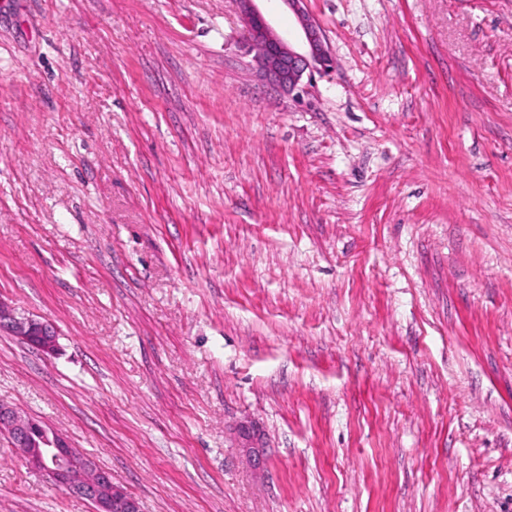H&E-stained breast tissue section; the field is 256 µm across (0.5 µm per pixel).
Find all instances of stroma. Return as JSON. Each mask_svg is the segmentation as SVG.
Here are the masks:
<instances>
[{
    "mask_svg": "<svg viewBox=\"0 0 512 512\" xmlns=\"http://www.w3.org/2000/svg\"><path fill=\"white\" fill-rule=\"evenodd\" d=\"M0 0V403L143 512H512V0ZM0 512H93L0 434ZM256 0H239L245 30L262 76L277 90L299 93L305 76L325 74L333 65L321 28L306 8V0H280L294 14L301 29V46L294 47L276 35ZM0 330H8L23 342L46 356H54L58 350L56 328L32 316L19 314L0 301Z\"/></svg>",
    "mask_w": 512,
    "mask_h": 512,
    "instance_id": "1",
    "label": "stroma"
}]
</instances>
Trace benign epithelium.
Here are the masks:
<instances>
[{"mask_svg":"<svg viewBox=\"0 0 512 512\" xmlns=\"http://www.w3.org/2000/svg\"><path fill=\"white\" fill-rule=\"evenodd\" d=\"M301 29L296 48L276 35L255 0H239L245 30L262 76L277 90L291 94L302 89L304 77L324 74L333 65L321 28L306 8V0H282ZM0 330H8L46 356L58 350L56 328L19 314L0 301ZM0 431L23 449L27 467L45 476L55 487L89 500L94 512H141L139 501L112 482L111 475L71 447L57 433L47 432L32 418L0 404Z\"/></svg>","mask_w":512,"mask_h":512,"instance_id":"obj_1","label":"benign epithelium"}]
</instances>
